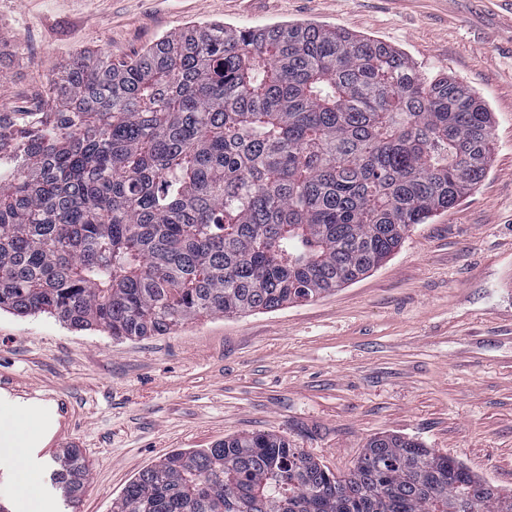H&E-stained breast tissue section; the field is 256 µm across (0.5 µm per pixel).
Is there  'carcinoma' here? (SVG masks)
<instances>
[{
  "label": "carcinoma",
  "instance_id": "carcinoma-1",
  "mask_svg": "<svg viewBox=\"0 0 512 512\" xmlns=\"http://www.w3.org/2000/svg\"><path fill=\"white\" fill-rule=\"evenodd\" d=\"M46 96L52 112L0 111V310L116 338L352 283L492 154L467 86L324 25H190L118 65L84 52ZM55 464L78 502L85 459ZM112 512H512V493L401 436L337 477L268 432L168 455Z\"/></svg>",
  "mask_w": 512,
  "mask_h": 512
}]
</instances>
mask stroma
<instances>
[{"mask_svg": "<svg viewBox=\"0 0 512 512\" xmlns=\"http://www.w3.org/2000/svg\"><path fill=\"white\" fill-rule=\"evenodd\" d=\"M511 12L501 0H0V110L27 111L83 50L117 64L190 23H315L463 82L490 110L494 143L453 208L320 298L134 340L0 310V416L11 401L40 417L24 466L0 455V502L25 512L12 494L24 476L44 512H112L169 454L263 432L339 477L370 437L403 436L512 491ZM65 448L89 466L75 504L50 480Z\"/></svg>", "mask_w": 512, "mask_h": 512, "instance_id": "obj_1", "label": "stroma"}]
</instances>
